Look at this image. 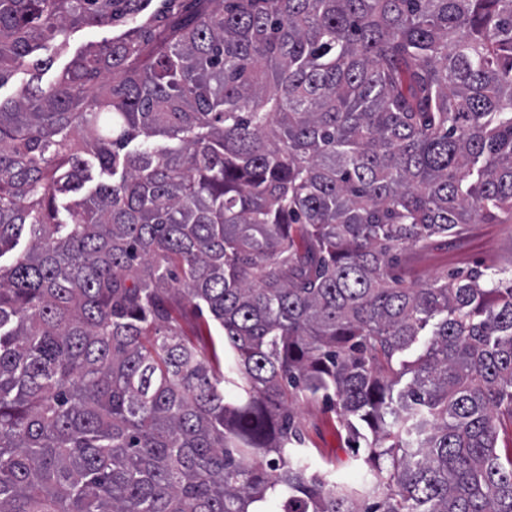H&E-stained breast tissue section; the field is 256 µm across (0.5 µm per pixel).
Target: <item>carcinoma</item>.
Segmentation results:
<instances>
[{
    "label": "carcinoma",
    "mask_w": 512,
    "mask_h": 512,
    "mask_svg": "<svg viewBox=\"0 0 512 512\" xmlns=\"http://www.w3.org/2000/svg\"><path fill=\"white\" fill-rule=\"evenodd\" d=\"M150 2L0 0V512H512V265L398 271L512 223V0H165L39 83ZM137 24H133L131 21L125 23L118 20L110 27L96 29L76 28L70 33L67 51L62 54L57 52L56 42L54 40L44 42L42 48L36 52V55L43 59L51 58L53 60V64L51 68L42 72L41 84L43 86H48L54 83L58 75L74 55L85 49L91 42H101L119 37ZM331 415L336 427L330 421ZM335 418V414L326 412L321 404L300 402L298 420L306 438V447L311 449L307 463L315 471L326 465L324 458L333 459L335 456L337 461L335 467L331 466L332 478L340 483L363 484L368 473L346 449Z\"/></svg>",
    "instance_id": "1"
}]
</instances>
